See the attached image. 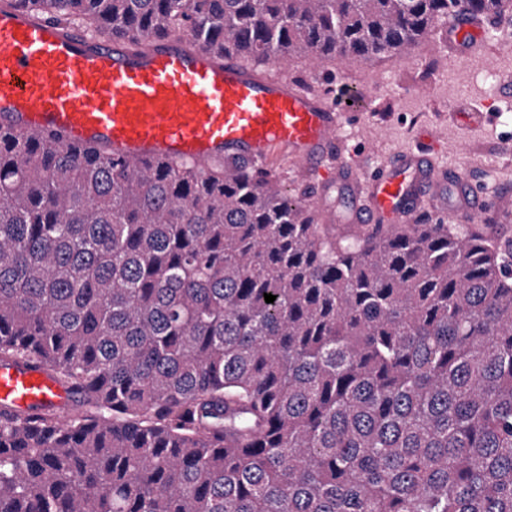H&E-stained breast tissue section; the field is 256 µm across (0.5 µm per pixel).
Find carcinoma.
Returning a JSON list of instances; mask_svg holds the SVG:
<instances>
[{"instance_id": "1", "label": "carcinoma", "mask_w": 512, "mask_h": 512, "mask_svg": "<svg viewBox=\"0 0 512 512\" xmlns=\"http://www.w3.org/2000/svg\"><path fill=\"white\" fill-rule=\"evenodd\" d=\"M144 50L316 67L409 56L512 0H11ZM332 227L267 169L0 134V512H512V241ZM276 296L265 302L264 294ZM72 395L45 366L0 364V404L7 403L22 412H32L34 408L60 409L70 402Z\"/></svg>"}]
</instances>
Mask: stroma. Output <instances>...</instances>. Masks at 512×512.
<instances>
[{
  "label": "stroma",
  "mask_w": 512,
  "mask_h": 512,
  "mask_svg": "<svg viewBox=\"0 0 512 512\" xmlns=\"http://www.w3.org/2000/svg\"><path fill=\"white\" fill-rule=\"evenodd\" d=\"M447 61L440 42L426 41L410 57L373 64L368 73L336 66L320 73L299 57L287 76L304 80L306 88L319 94L341 84L349 89L345 110L351 118L337 143L344 154L361 156L371 166L392 153L419 148L435 129L442 141L436 163L457 169L486 198H512V93L486 87L482 73L470 72V88L458 100L483 104L487 122L477 129L458 127L437 86L436 70ZM426 90L431 98L420 111H406V99L419 100Z\"/></svg>",
  "instance_id": "obj_1"
}]
</instances>
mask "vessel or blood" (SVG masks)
<instances>
[{
  "label": "vessel or blood",
  "mask_w": 512,
  "mask_h": 512,
  "mask_svg": "<svg viewBox=\"0 0 512 512\" xmlns=\"http://www.w3.org/2000/svg\"><path fill=\"white\" fill-rule=\"evenodd\" d=\"M441 38L457 60L487 49L484 21L468 14ZM344 117L340 105L296 82L185 48L180 37L135 54L124 40L68 30L22 7L0 9V133L38 131L116 157L202 168L227 156L262 165L284 150L297 166L325 164L324 179L346 178L356 208L344 215L315 200L323 223L406 224L426 208L478 215L470 189L430 153L401 152L374 167L331 159ZM71 398L45 366L0 364V403L30 412Z\"/></svg>",
  "instance_id": "obj_1"
}]
</instances>
